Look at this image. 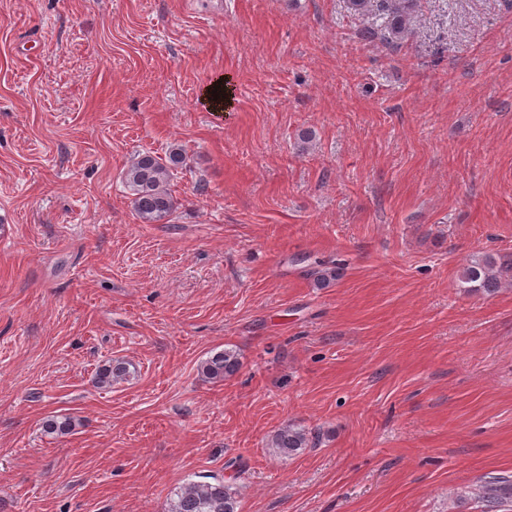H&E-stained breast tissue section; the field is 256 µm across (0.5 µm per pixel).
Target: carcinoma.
<instances>
[{
    "instance_id": "carcinoma-1",
    "label": "carcinoma",
    "mask_w": 512,
    "mask_h": 512,
    "mask_svg": "<svg viewBox=\"0 0 512 512\" xmlns=\"http://www.w3.org/2000/svg\"><path fill=\"white\" fill-rule=\"evenodd\" d=\"M348 7L362 15L370 14L379 21L377 30L389 39L401 40L407 35L417 0H347ZM187 164L185 152L172 149L165 158L149 152L139 155L124 175L131 195L133 211L143 224H159L173 211L174 199L169 189L173 171ZM458 287L474 295L493 296L512 285V259L494 254L479 253L462 267ZM241 366L236 351L224 349L201 362V375L220 383L235 375ZM129 365L122 361L108 362L96 374V384L106 387L129 377ZM43 431L48 435L72 433L75 421L68 416H49L44 419ZM313 443L310 432L292 423L279 427L270 439L272 451L289 458ZM238 490L224 478L193 481L178 488L170 499L168 512H238ZM485 512H512V480L492 477L479 493Z\"/></svg>"
}]
</instances>
